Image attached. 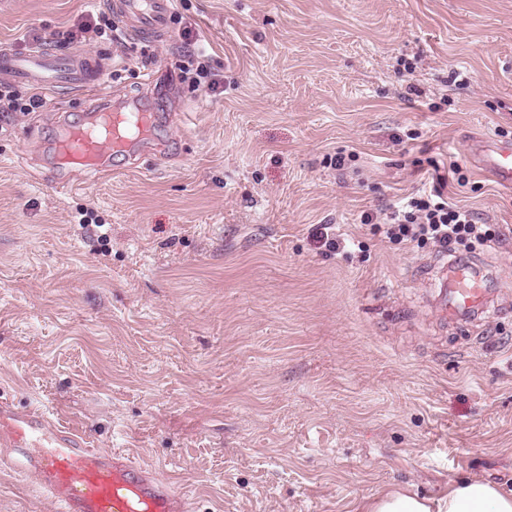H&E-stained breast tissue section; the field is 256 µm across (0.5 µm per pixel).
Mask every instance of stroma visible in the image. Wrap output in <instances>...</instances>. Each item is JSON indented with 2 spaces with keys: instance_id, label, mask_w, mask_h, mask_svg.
Wrapping results in <instances>:
<instances>
[{
  "instance_id": "obj_1",
  "label": "stroma",
  "mask_w": 512,
  "mask_h": 512,
  "mask_svg": "<svg viewBox=\"0 0 512 512\" xmlns=\"http://www.w3.org/2000/svg\"><path fill=\"white\" fill-rule=\"evenodd\" d=\"M95 17L115 39L82 37ZM0 47L98 64L85 89L0 73L1 397L197 512L512 489V188L467 160L471 136L512 138V0H172L154 38L110 0H0ZM201 60L217 92L193 84ZM118 96L157 114L148 154L57 165L62 127ZM453 164L449 197L499 230L458 249L493 290L465 328L432 303L442 249L362 221ZM0 512L59 510L0 473Z\"/></svg>"
}]
</instances>
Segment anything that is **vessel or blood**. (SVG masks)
I'll list each match as a JSON object with an SVG mask.
<instances>
[{
  "label": "vessel or blood",
  "instance_id": "vessel-or-blood-1",
  "mask_svg": "<svg viewBox=\"0 0 512 512\" xmlns=\"http://www.w3.org/2000/svg\"><path fill=\"white\" fill-rule=\"evenodd\" d=\"M129 32L144 37L166 29L171 0H114ZM92 62L35 50L16 55L0 50V71L38 87L87 85ZM154 115L137 102L86 113L61 133L56 160L100 173L108 157H134ZM468 158L495 183L512 188V140L481 135L469 142ZM443 316L464 323L487 303L488 288L474 264L445 262L436 286ZM29 471L61 512H188L185 496L169 489L152 469L120 453L93 448L78 432L59 426L42 408L21 409L0 399V470Z\"/></svg>",
  "mask_w": 512,
  "mask_h": 512
}]
</instances>
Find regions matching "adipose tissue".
Segmentation results:
<instances>
[{
	"label": "adipose tissue",
	"instance_id": "obj_1",
	"mask_svg": "<svg viewBox=\"0 0 512 512\" xmlns=\"http://www.w3.org/2000/svg\"><path fill=\"white\" fill-rule=\"evenodd\" d=\"M364 512H512V491L478 478L452 483L447 496L427 499L391 490L369 499Z\"/></svg>",
	"mask_w": 512,
	"mask_h": 512
}]
</instances>
